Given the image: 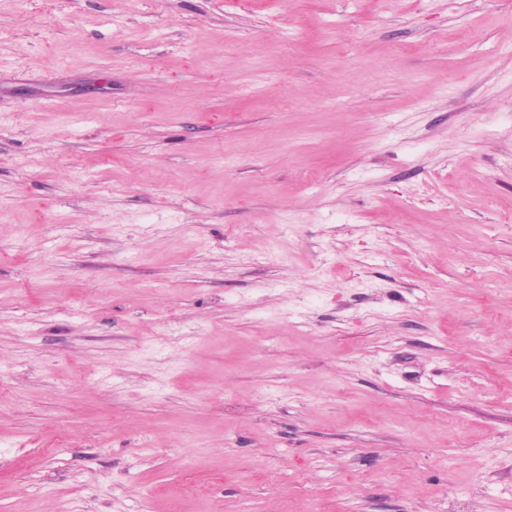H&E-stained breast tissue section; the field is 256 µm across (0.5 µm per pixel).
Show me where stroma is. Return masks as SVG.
Here are the masks:
<instances>
[{
  "label": "stroma",
  "mask_w": 512,
  "mask_h": 512,
  "mask_svg": "<svg viewBox=\"0 0 512 512\" xmlns=\"http://www.w3.org/2000/svg\"><path fill=\"white\" fill-rule=\"evenodd\" d=\"M0 512H512V0H0Z\"/></svg>",
  "instance_id": "1"
}]
</instances>
